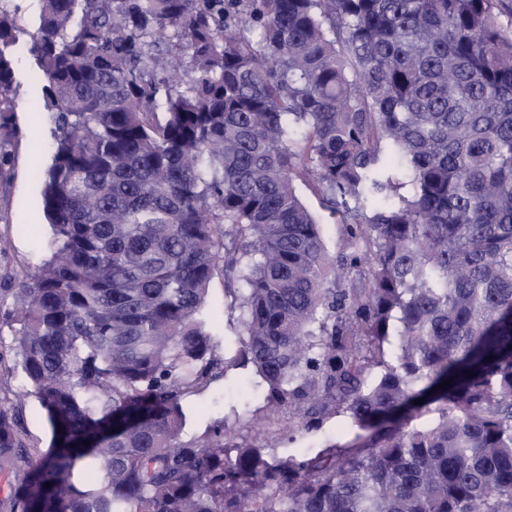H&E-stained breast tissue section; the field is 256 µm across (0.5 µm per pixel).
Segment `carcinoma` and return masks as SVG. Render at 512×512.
I'll list each match as a JSON object with an SVG mask.
<instances>
[{"label":"carcinoma","instance_id":"1","mask_svg":"<svg viewBox=\"0 0 512 512\" xmlns=\"http://www.w3.org/2000/svg\"><path fill=\"white\" fill-rule=\"evenodd\" d=\"M502 2L42 0L50 236L0 275V330L51 442L32 459L0 401V473L29 468L0 512H512ZM17 29L0 12V144ZM219 270L241 310L222 357ZM240 360L254 427L286 415L292 442L340 411L363 449L283 456L224 418L181 440L184 397ZM302 196L310 209L323 216L325 220V224H322L324 240L329 248L330 253H336L340 243V224L332 223L331 219L327 216V212L321 209L317 197L313 195L309 190L302 189ZM207 295L206 306L207 310L211 313L212 325L214 328L215 341L218 343V352H224V334L226 336H233L231 327L233 328L239 315L236 311L233 316L224 308V279L221 275H217L211 281Z\"/></svg>","mask_w":512,"mask_h":512}]
</instances>
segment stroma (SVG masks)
<instances>
[{"instance_id":"obj_1","label":"stroma","mask_w":512,"mask_h":512,"mask_svg":"<svg viewBox=\"0 0 512 512\" xmlns=\"http://www.w3.org/2000/svg\"><path fill=\"white\" fill-rule=\"evenodd\" d=\"M8 10L16 12L21 29L10 48L16 102L13 122L17 135L12 140L11 177L0 187V238L9 243L0 253V270L8 269L23 275L35 270L46 250L44 243L35 241L29 225H39L48 233L44 215L37 201L40 197V172L50 161L46 145L49 139L47 114L42 106V81L31 53L32 34L39 22L40 0H7ZM256 379L253 366L234 368L225 379L217 381L184 401L186 424L184 437L201 435L213 420L238 413V431L250 434V421L262 406L251 387ZM23 435L31 456L47 451L51 430L44 409L37 399L26 398L20 409ZM362 443L360 431L351 427L344 414L325 419L322 426L310 434L298 437L292 449L317 454L327 446L356 448Z\"/></svg>"}]
</instances>
